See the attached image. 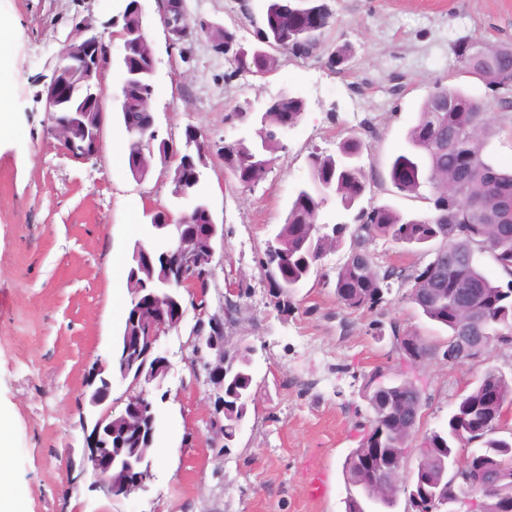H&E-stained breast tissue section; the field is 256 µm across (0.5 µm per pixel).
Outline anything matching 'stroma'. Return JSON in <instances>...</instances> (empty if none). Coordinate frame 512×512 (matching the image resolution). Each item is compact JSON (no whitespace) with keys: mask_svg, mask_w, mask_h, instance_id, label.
<instances>
[{"mask_svg":"<svg viewBox=\"0 0 512 512\" xmlns=\"http://www.w3.org/2000/svg\"><path fill=\"white\" fill-rule=\"evenodd\" d=\"M332 21L324 52L348 49L343 72L318 57L282 55L274 74L230 77V64L213 52L199 21L238 28L250 36L266 0H184L187 36L169 48L155 0H143L147 35L155 50L151 110L160 136L182 138L186 126L216 143L243 134L229 120L243 101L262 106L290 91L306 103L303 118L278 151L266 179L253 190L237 187L224 160L211 155L203 201L224 228L215 243L217 307L227 284L248 286L235 321L225 324L228 345L252 349L253 404L224 455L210 429L214 394L189 343L194 302L184 296L180 331L162 337L171 370L149 384L158 412L154 478L126 498H110L80 472L86 449L81 422L90 418L87 383L110 362L129 301L113 303L112 283L126 275L136 241L146 240L147 201L172 212L189 201L171 195L161 164L144 181L113 157L127 134L116 114L122 73L104 74L108 97L99 157L78 162L63 155L47 132L41 93L75 22L105 24L117 0H0V44L6 62L10 128L0 133V413L11 421L0 460L13 477L18 512H344L343 462L356 447L353 408H366L363 386L375 367L389 366L387 382L413 381L424 392L419 431L409 440L405 471L419 462L423 434L443 426L458 394L489 369L512 376V347L493 344L453 367L437 360L405 370L393 367L389 334L379 324L398 321L430 343L447 332L393 288L383 309L341 308L336 268L344 252L322 261L325 275L297 294V307L278 316L268 303L257 258L283 224L295 189L309 179V155L332 152L340 137L361 133L371 119L376 133L360 163L371 183L363 204L426 214L429 188L398 192L389 179L393 158L435 83L483 100L490 116L495 93L457 70L453 46L479 36L512 43V0H324Z\"/></svg>","mask_w":512,"mask_h":512,"instance_id":"stroma-1","label":"stroma"}]
</instances>
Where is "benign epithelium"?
Listing matches in <instances>:
<instances>
[{"label":"benign epithelium","mask_w":512,"mask_h":512,"mask_svg":"<svg viewBox=\"0 0 512 512\" xmlns=\"http://www.w3.org/2000/svg\"><path fill=\"white\" fill-rule=\"evenodd\" d=\"M160 20L164 26L169 48H175L185 36L187 26L175 24L173 18L183 13L182 0H158ZM308 25L297 33L296 52L304 45L318 43V34L324 28V12L310 7L304 9ZM119 17H112L99 32L83 19L75 23L60 54L50 82L46 85L45 112L50 126L48 133L59 144L61 151L78 161H89L100 153L105 123L106 89L102 73L111 61L110 45L104 33L122 42L127 50V36L114 32ZM142 111L148 113V124L141 132L131 133L136 147H158L161 152L176 150L172 139H158L155 119L149 99H144ZM209 222H194V215L186 210L169 215L168 223L150 225L149 235L153 246L146 247L138 241L133 247L132 263L128 275L131 295V313L123 336L124 352L119 366L112 374L128 382L123 394L124 408L114 412L108 403L112 382L103 378L101 385L90 394V403L101 408L89 435L85 468L91 469L95 484L110 498L129 497L143 488L153 477L151 454L154 451V433L158 427L157 410L147 397L146 386L162 383L171 364L159 353L161 338L180 329L185 308L172 291L173 286L184 287L190 292L202 291L203 269L215 271V242L224 233L212 221L211 211H206ZM196 322L191 332L193 353L201 359L203 349L214 352V360L204 363L206 383L213 386L215 395L224 397V383L232 372L233 360L224 346V308L211 314L203 295L195 299ZM494 340L490 334L480 336L471 328L446 343L445 360L455 362L475 347ZM224 405H218L210 420L216 434L215 447L224 452ZM478 503L457 494L448 498L442 512H475Z\"/></svg>","instance_id":"obj_1"}]
</instances>
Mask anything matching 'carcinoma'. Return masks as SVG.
<instances>
[{"instance_id":"1","label":"carcinoma","mask_w":512,"mask_h":512,"mask_svg":"<svg viewBox=\"0 0 512 512\" xmlns=\"http://www.w3.org/2000/svg\"><path fill=\"white\" fill-rule=\"evenodd\" d=\"M121 17L122 29L139 23L138 0H129ZM305 25L304 18L289 10L283 0H267L262 21L254 35L264 40L257 52L230 60L235 75L264 77L274 72L277 59L268 52H286L292 34ZM462 73L476 76L492 88L512 82V45L483 46V55L473 56L472 40L455 44ZM153 48L142 43L133 48L122 70L138 71V87L117 97V112L124 127L139 128L143 115L132 108L134 93L150 95L153 87ZM477 99L459 89L435 84L406 137L408 149L392 161L389 177L403 193H416L424 185L431 191L433 208L422 216H408L388 205H359L368 188L363 166L358 163L370 143L357 135L341 139L336 152L314 151L309 158L310 182L298 186L275 235L276 250H264L259 264L267 277L284 282L287 291L277 307L281 316L296 308L295 296L318 274L320 256L349 243L346 261L336 268L335 293L347 310L371 311L386 303L392 283L408 287V299L428 320L456 333L466 322L499 333L497 342L512 344V171L492 164L484 154L492 128L485 112H474ZM303 99L294 94L270 100L262 121L283 116L288 122L302 119ZM194 134L185 130V144L174 154L175 166L167 169L171 191H176V168L195 163L207 166L208 156L191 149ZM284 148L272 134L254 133L236 145L224 148V168L237 185L250 190L265 179ZM354 212V225L320 222L329 206ZM377 237L425 248L439 265L400 269L381 266L369 246ZM489 255L504 276H489L480 257ZM390 335L402 334L418 344L426 360H444L445 346L430 344L398 322H389ZM234 377L224 390V442L236 435L248 413L253 374L250 348L235 347ZM386 369L379 367L365 385L364 399L371 415L353 408L357 447L343 463L347 487L345 512H392L390 500L397 497L401 471L391 466L394 456L409 451L408 438L419 426L424 393L407 380L380 386ZM512 405V377L488 369L478 384L462 393L448 414L446 425L423 437L420 459L412 479L423 484L429 496H420L422 509L433 508L431 498H446L464 483L480 495L483 512H502L503 497H512V432L486 429L483 416L498 415ZM385 449L386 462L373 473L364 469L362 456L370 448ZM488 477L495 488L488 490L480 479Z\"/></svg>"}]
</instances>
